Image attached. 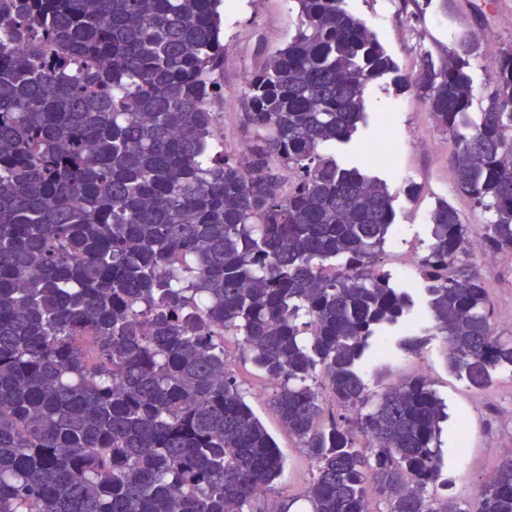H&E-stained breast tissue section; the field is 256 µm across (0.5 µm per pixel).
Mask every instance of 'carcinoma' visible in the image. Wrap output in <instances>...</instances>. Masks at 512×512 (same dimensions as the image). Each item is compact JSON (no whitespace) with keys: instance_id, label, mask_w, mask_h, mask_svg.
I'll return each instance as SVG.
<instances>
[{"instance_id":"1","label":"carcinoma","mask_w":512,"mask_h":512,"mask_svg":"<svg viewBox=\"0 0 512 512\" xmlns=\"http://www.w3.org/2000/svg\"><path fill=\"white\" fill-rule=\"evenodd\" d=\"M295 35L245 81V156L224 152V0H0V512H254L284 459L224 360L275 388L315 466L312 512H512V457L471 509L439 482L444 405L424 376L368 406L364 363L413 306L375 268L393 197L362 152L365 90L415 86L457 189L512 252V51L479 119L464 38L415 82L345 0H294ZM288 174H283V171ZM432 331L475 388L512 372L468 225L430 213ZM345 414L325 416L317 378Z\"/></svg>"}]
</instances>
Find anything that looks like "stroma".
<instances>
[{"mask_svg": "<svg viewBox=\"0 0 512 512\" xmlns=\"http://www.w3.org/2000/svg\"><path fill=\"white\" fill-rule=\"evenodd\" d=\"M346 6L360 17L396 61L401 74L415 78L425 56L446 57L457 41L471 32L482 33L479 53L470 60L475 87L473 112H481L490 92L488 73L503 52L512 49V0H347ZM277 23V39L268 49L283 46L294 35L297 15L292 0H232L224 8V150L234 154L244 138L243 114L247 110L243 89L247 76L265 59L258 50L266 22ZM366 122L360 125L356 146L370 147L383 136L382 119L397 116V130L386 150L373 156L372 173L387 183L393 197L395 225L376 264L391 273L395 283L413 287L415 307L396 328L400 336H422L419 353L393 350L386 362L368 366L365 381L371 397L387 387L427 376L447 406L440 448L443 484L429 487V495L461 508L482 496L487 464L512 457V373H498L492 385L478 389L450 371L441 337L432 335L425 313V294L417 269L400 266L407 252L425 254L431 240L429 212L437 199L448 200L468 224L471 235L481 234L492 212L475 205L455 185L448 158L454 143L438 130L416 89L398 90L379 82L365 94ZM433 141L432 151L418 150L420 135ZM490 323L502 340L512 341V253L496 255L492 268L484 270ZM224 356L236 383L268 433L285 455V468L274 493L254 505L256 512H274L281 503L291 512H312L305 496L315 468L298 441L282 426L271 402L264 376L242 356L238 338L224 340Z\"/></svg>", "mask_w": 512, "mask_h": 512, "instance_id": "obj_1", "label": "stroma"}]
</instances>
